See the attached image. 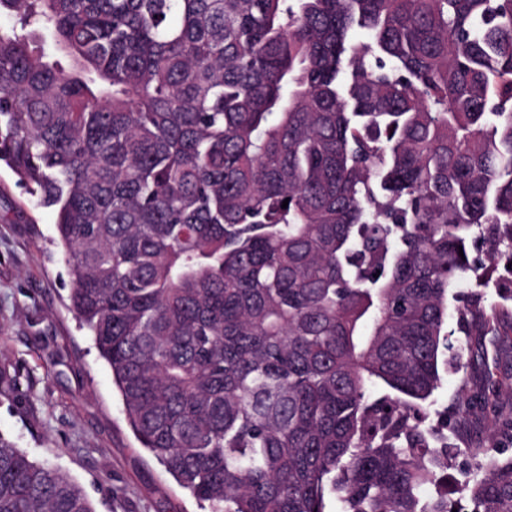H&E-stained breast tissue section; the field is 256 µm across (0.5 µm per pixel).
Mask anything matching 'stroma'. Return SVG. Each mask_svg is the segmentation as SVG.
<instances>
[{
	"label": "stroma",
	"mask_w": 512,
	"mask_h": 512,
	"mask_svg": "<svg viewBox=\"0 0 512 512\" xmlns=\"http://www.w3.org/2000/svg\"><path fill=\"white\" fill-rule=\"evenodd\" d=\"M70 288L53 210L34 207L0 162V436L77 482L97 512H209L136 439L108 365L69 308ZM448 328L456 350L465 346L456 318ZM481 343V373L456 350L440 366L429 422L455 419L483 374L501 384L497 411H512V341ZM447 435L460 450L453 474L464 478L475 461L462 449L488 443L487 418Z\"/></svg>",
	"instance_id": "1"
}]
</instances>
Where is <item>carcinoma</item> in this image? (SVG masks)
Listing matches in <instances>:
<instances>
[{
  "mask_svg": "<svg viewBox=\"0 0 512 512\" xmlns=\"http://www.w3.org/2000/svg\"><path fill=\"white\" fill-rule=\"evenodd\" d=\"M0 161L137 440L210 512H512L424 425L512 266V0H0ZM287 208H282L283 201ZM485 246V258L470 246ZM483 336L512 311L457 310ZM462 395L456 425L490 408ZM512 440V415L491 418ZM0 512H96L0 437Z\"/></svg>",
  "mask_w": 512,
  "mask_h": 512,
  "instance_id": "carcinoma-1",
  "label": "carcinoma"
}]
</instances>
